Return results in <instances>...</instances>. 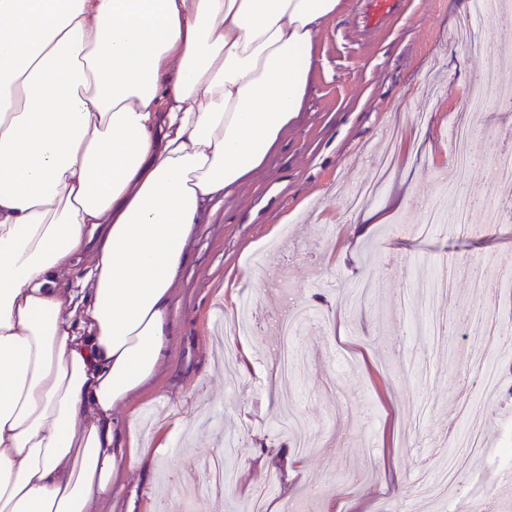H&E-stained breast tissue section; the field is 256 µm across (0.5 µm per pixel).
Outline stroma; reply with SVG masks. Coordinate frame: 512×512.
Segmentation results:
<instances>
[{"label": "stroma", "instance_id": "1", "mask_svg": "<svg viewBox=\"0 0 512 512\" xmlns=\"http://www.w3.org/2000/svg\"><path fill=\"white\" fill-rule=\"evenodd\" d=\"M318 35V63L298 118L278 147L219 207L206 214L189 245L173 298L169 358L156 377L112 416L143 419L135 460L118 465L111 496L96 512H233L252 489L271 482L266 512H470L465 491L447 499L410 498L421 469L443 451L459 397L484 413L486 457L471 470L490 483L507 467L498 450L512 433V342L498 344L505 375L482 396L467 361L472 307L512 321V300L495 289L512 277V222L487 225L473 209L468 228L420 236L421 203L439 198L453 212L463 197L512 202V182L489 164L512 111V63L493 48L473 51L454 28L471 0H402L389 23L365 29L355 0ZM482 94L475 115L484 162L470 171L462 195L448 194L454 114ZM397 131L390 175L359 208L345 193L374 173ZM387 216L360 234V211ZM418 273L456 269L453 286L434 302L447 332L441 342L409 331L400 306ZM489 287L474 294V279ZM252 294V334L223 346L250 350L246 367L220 368L213 325ZM316 311L297 339L298 366L288 384L275 378L276 320L289 301ZM229 454L233 480L223 494L188 499L182 486L203 480Z\"/></svg>", "mask_w": 512, "mask_h": 512}]
</instances>
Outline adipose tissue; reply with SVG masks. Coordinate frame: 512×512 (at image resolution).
Here are the masks:
<instances>
[{
	"mask_svg": "<svg viewBox=\"0 0 512 512\" xmlns=\"http://www.w3.org/2000/svg\"><path fill=\"white\" fill-rule=\"evenodd\" d=\"M344 0H0V512H93L205 212L293 124Z\"/></svg>",
	"mask_w": 512,
	"mask_h": 512,
	"instance_id": "obj_1",
	"label": "adipose tissue"
}]
</instances>
